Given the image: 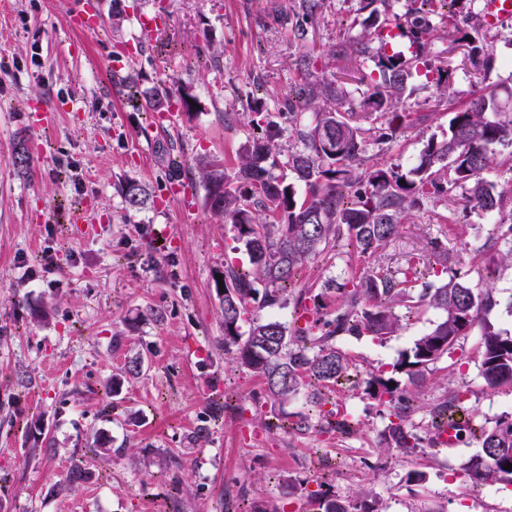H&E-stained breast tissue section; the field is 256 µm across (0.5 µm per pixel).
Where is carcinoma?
<instances>
[{
    "mask_svg": "<svg viewBox=\"0 0 512 512\" xmlns=\"http://www.w3.org/2000/svg\"><path fill=\"white\" fill-rule=\"evenodd\" d=\"M403 15L389 13L390 0H360L359 36L347 44L320 53L331 61L355 56L371 62L362 70L366 97L356 111L349 92L315 72V58L308 52L298 58L303 83L296 96L311 111V119L302 120L292 111L288 95L279 101L281 114L291 123L297 147L288 154L284 165L294 180L304 185L298 194L283 175L274 173L275 140L280 130L267 125L265 134L253 139L239 154L237 169L230 174L224 161L201 157L192 170L206 188V202L211 211L232 225L235 239L244 247L254 267L251 274L239 272L232 265L224 267L223 286H215L222 303L224 350L234 351L237 363L259 378L267 399L283 406L312 383L330 387L351 380L350 364L336 347L339 336H370L380 342L398 333L404 316L419 307L437 312L432 327L418 336L409 350L392 364V372L403 373L412 386L424 382L429 366L451 355L461 338L481 328L480 374L485 386L496 390L512 385V332L488 323L484 315L497 305L494 287L488 283L472 285L454 273L448 279L427 281L433 266L448 273V244L436 237L430 251L411 255L401 270V277L368 269L353 277L331 275L318 288L302 286L288 289L298 269L347 242L358 257L374 256L398 235L402 224L423 209L425 202L455 203L463 200L471 209L486 214L512 217V195L494 191L483 172L512 163V114L498 105L496 89H485L477 97L459 101L444 94L435 107L449 115L448 135L428 138L414 165L402 171L398 164L365 166L368 143L394 144L405 124L423 125L435 113L410 115L403 111V99L415 78L423 76L437 88L447 90L448 69L432 60L436 41L450 33L460 36L468 47L467 56L485 71L497 63L492 43L486 40L481 18L474 21L458 17L449 10L442 16L446 26L438 28L430 16L432 5H447L456 0H409ZM322 7V0H298L293 11L295 22L288 23V13L280 18L291 26L295 40H307V25ZM401 29L415 47L410 57L389 54L383 33ZM154 112H169L173 103L167 95L144 97ZM126 204L142 210L150 203L145 186L129 181L122 188ZM498 236L486 241L485 252L496 250L506 240L509 249L501 261L512 267V223L497 224ZM293 303V311L311 309L312 318L303 326L286 324L272 312ZM248 321L247 332L241 322ZM142 361L129 360L123 377L112 379V395L120 393L122 378H136ZM395 378L373 372L367 379L368 393L390 408V416L381 444L413 454L427 445H436L437 435L423 434L412 424L418 410L414 399ZM458 391H448L430 406L434 427L448 423L457 414H469ZM330 419L319 431L349 433L351 425ZM469 439L480 451L464 464L475 483L488 485L512 483V414L489 425L467 426ZM94 474L77 460L65 476L48 486V494L76 490L92 481ZM303 512H377L372 492L359 490L352 497L336 495L331 486L300 496Z\"/></svg>",
    "mask_w": 512,
    "mask_h": 512,
    "instance_id": "cac0c4a2",
    "label": "carcinoma"
}]
</instances>
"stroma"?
<instances>
[{
  "mask_svg": "<svg viewBox=\"0 0 512 512\" xmlns=\"http://www.w3.org/2000/svg\"><path fill=\"white\" fill-rule=\"evenodd\" d=\"M97 2L103 23L89 34L70 24L78 0H0V512H252L267 499L301 512L288 493L292 479L310 492L324 481L344 496L373 490L379 512H512L507 483L457 499L474 444L408 455L380 443L389 409L363 381L431 327L433 310L410 315L384 342L338 339L359 380L341 382L330 397L353 412V432L327 442L314 429H266L270 404L224 349L215 290L226 261L246 272L252 266L234 251L231 225L207 207L200 179L169 189L174 166L200 155L235 169L261 133L251 122L254 106L261 122L280 126V145L294 147L277 102L300 83L302 51L358 33L359 0H323L303 45L276 20L298 0ZM143 15L160 17V25H142ZM486 38L500 60L489 72L472 66L461 44L435 43L436 64L450 72L445 92L466 100L493 87L512 112V17ZM158 90L187 91L196 107L161 120L137 104ZM67 100L74 111L42 128L30 123L29 105ZM447 133V115L435 114L430 124L403 129L396 144L369 145L366 163L410 167L424 141ZM21 143L30 153L24 177L14 166ZM131 180L147 187L153 207L129 209L121 187ZM449 211L427 203L375 257L346 247L304 265L298 281L369 266L393 273L443 235L449 268L473 284L491 280L499 304L490 320L512 330V269L496 252L473 253L476 241L494 235V222L472 209L448 224ZM47 252L57 258L51 271ZM136 356L143 373L125 380L119 395L106 393V382ZM480 360L475 330L431 365L415 390L414 424L429 430L427 406L457 388L476 407L475 423L512 413V386L486 389ZM201 427L208 437L194 442ZM37 430L51 442V457L28 454ZM99 432L111 459L91 452ZM76 458L94 480L48 494L50 478ZM412 469L426 481L408 484Z\"/></svg>",
  "mask_w": 512,
  "mask_h": 512,
  "instance_id": "obj_1",
  "label": "stroma"
}]
</instances>
